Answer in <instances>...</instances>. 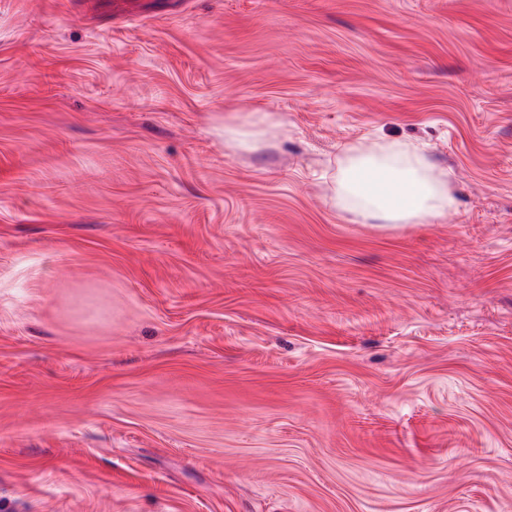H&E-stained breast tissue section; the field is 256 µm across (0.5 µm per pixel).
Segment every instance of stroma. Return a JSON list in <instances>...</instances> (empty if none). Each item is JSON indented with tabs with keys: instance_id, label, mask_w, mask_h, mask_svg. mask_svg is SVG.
<instances>
[{
	"instance_id": "35a3bbf8",
	"label": "stroma",
	"mask_w": 512,
	"mask_h": 512,
	"mask_svg": "<svg viewBox=\"0 0 512 512\" xmlns=\"http://www.w3.org/2000/svg\"><path fill=\"white\" fill-rule=\"evenodd\" d=\"M0 512H512V0H0ZM268 119L266 116L251 121L247 126L229 121L224 124V138L236 141L240 145L256 144L265 132ZM339 187L340 205L372 224H423L456 208L448 171L412 143L344 146Z\"/></svg>"
}]
</instances>
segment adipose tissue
<instances>
[{
  "label": "adipose tissue",
  "mask_w": 512,
  "mask_h": 512,
  "mask_svg": "<svg viewBox=\"0 0 512 512\" xmlns=\"http://www.w3.org/2000/svg\"><path fill=\"white\" fill-rule=\"evenodd\" d=\"M339 187L341 206L375 224H423L456 207L447 171L411 143L344 146Z\"/></svg>",
  "instance_id": "ef3b65f1"
}]
</instances>
